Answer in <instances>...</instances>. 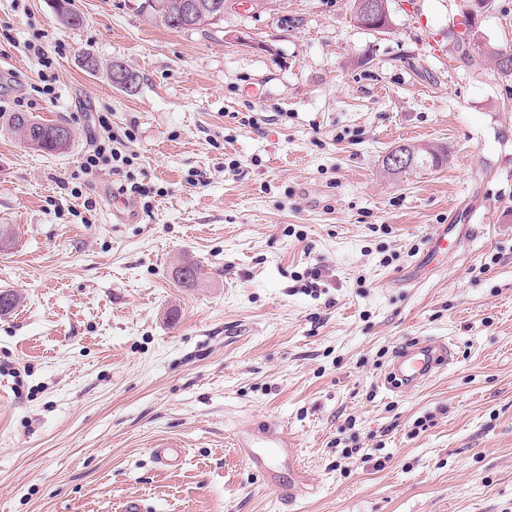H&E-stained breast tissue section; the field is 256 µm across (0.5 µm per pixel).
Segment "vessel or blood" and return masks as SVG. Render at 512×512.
<instances>
[{
  "mask_svg": "<svg viewBox=\"0 0 512 512\" xmlns=\"http://www.w3.org/2000/svg\"><path fill=\"white\" fill-rule=\"evenodd\" d=\"M452 347L437 338L416 340L403 347L385 376V383L393 389L409 390L431 381L447 364L454 361ZM234 445L259 470H269L272 463L289 459L294 473L293 481L273 487L276 498L284 503L295 502L304 484V467L300 463V450L287 438L280 425L267 421L257 427H243L234 434Z\"/></svg>",
  "mask_w": 512,
  "mask_h": 512,
  "instance_id": "1",
  "label": "vessel or blood"
}]
</instances>
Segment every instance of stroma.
I'll list each match as a JSON object with an SVG mask.
<instances>
[{
  "label": "stroma",
  "mask_w": 512,
  "mask_h": 512,
  "mask_svg": "<svg viewBox=\"0 0 512 512\" xmlns=\"http://www.w3.org/2000/svg\"><path fill=\"white\" fill-rule=\"evenodd\" d=\"M140 3L73 0L71 30L52 0H0V290L21 297L0 316V512H512V78L449 32L471 12L477 44L512 47V0H390L384 33L352 0L177 30ZM17 110L66 121L68 148H28ZM102 119L117 173L82 168ZM401 143L448 161L387 174ZM440 224L456 253L415 273ZM422 337L455 361L386 387ZM267 420L301 450L292 508L270 488L287 465L260 474L231 444ZM164 440L178 467L153 458ZM184 450L174 442L164 443L152 448V455L158 464L167 467H177L181 464Z\"/></svg>",
  "instance_id": "35a3bbf8"
}]
</instances>
